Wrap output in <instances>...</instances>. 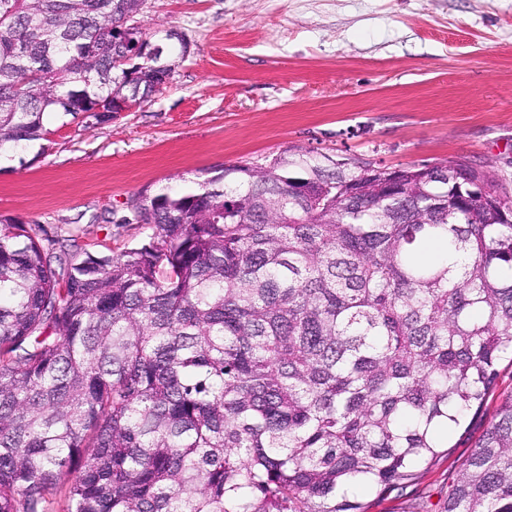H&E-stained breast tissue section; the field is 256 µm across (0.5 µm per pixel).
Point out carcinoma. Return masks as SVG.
<instances>
[{
	"instance_id": "obj_1",
	"label": "carcinoma",
	"mask_w": 512,
	"mask_h": 512,
	"mask_svg": "<svg viewBox=\"0 0 512 512\" xmlns=\"http://www.w3.org/2000/svg\"><path fill=\"white\" fill-rule=\"evenodd\" d=\"M143 2L0 0V156L159 84L114 66ZM224 177L140 193L152 234L116 254L0 225V512L61 484L67 512H363L346 489L413 479L490 395L512 207L487 175L299 152ZM443 512H512V400Z\"/></svg>"
}]
</instances>
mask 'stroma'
Returning a JSON list of instances; mask_svg holds the SVG:
<instances>
[{"mask_svg":"<svg viewBox=\"0 0 512 512\" xmlns=\"http://www.w3.org/2000/svg\"><path fill=\"white\" fill-rule=\"evenodd\" d=\"M146 33L189 48L169 82L112 121L50 117L45 153L0 163V219L89 247L146 242L140 192H184L225 168L309 151L398 167L472 163L512 183V0H144ZM484 407L415 479L354 489L365 512H442L502 401Z\"/></svg>","mask_w":512,"mask_h":512,"instance_id":"obj_1","label":"stroma"}]
</instances>
